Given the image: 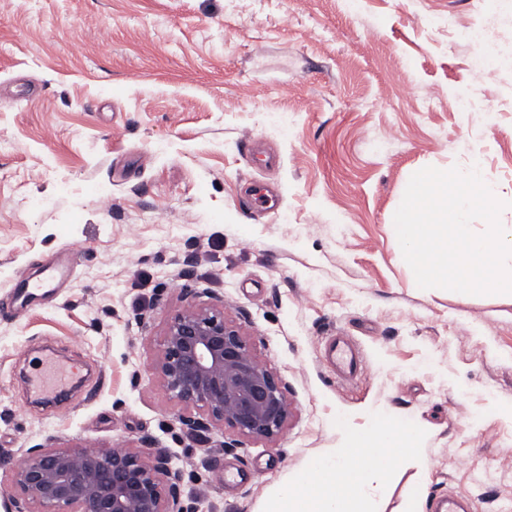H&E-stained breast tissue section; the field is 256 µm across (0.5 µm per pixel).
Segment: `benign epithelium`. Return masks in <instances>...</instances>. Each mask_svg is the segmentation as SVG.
Segmentation results:
<instances>
[{
	"instance_id": "1",
	"label": "benign epithelium",
	"mask_w": 512,
	"mask_h": 512,
	"mask_svg": "<svg viewBox=\"0 0 512 512\" xmlns=\"http://www.w3.org/2000/svg\"><path fill=\"white\" fill-rule=\"evenodd\" d=\"M155 371L189 431L226 425L255 440L276 437L289 416L286 384L254 356L216 306L191 304L168 321ZM15 512H187L183 474L164 448H31L14 470Z\"/></svg>"
}]
</instances>
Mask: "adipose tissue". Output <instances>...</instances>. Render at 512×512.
<instances>
[{"label": "adipose tissue", "instance_id": "obj_1", "mask_svg": "<svg viewBox=\"0 0 512 512\" xmlns=\"http://www.w3.org/2000/svg\"><path fill=\"white\" fill-rule=\"evenodd\" d=\"M371 431L345 429L343 446L332 457L312 462L291 484L279 489L266 512H371L382 490L384 461L375 450L398 453L416 443L417 430L378 413Z\"/></svg>", "mask_w": 512, "mask_h": 512}]
</instances>
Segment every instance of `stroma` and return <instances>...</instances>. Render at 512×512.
<instances>
[{
	"instance_id": "1",
	"label": "stroma",
	"mask_w": 512,
	"mask_h": 512,
	"mask_svg": "<svg viewBox=\"0 0 512 512\" xmlns=\"http://www.w3.org/2000/svg\"><path fill=\"white\" fill-rule=\"evenodd\" d=\"M482 19L487 124L460 98ZM475 159L512 225V0H0V512L28 449L149 443L194 512H263L378 411L419 432L379 512L512 504V294L419 288L388 230L416 171ZM189 289L287 383L278 437L180 424L154 365ZM336 334L361 379L323 361ZM44 342L92 371L54 414L25 383ZM70 257L67 263H56L43 270L38 276L28 279L22 285L16 296V302L19 306H27L32 298L38 296L37 293H45L47 290L55 288L64 278L69 270ZM431 509L432 512H473L474 504L468 496L448 494L445 497L434 498Z\"/></svg>"
}]
</instances>
